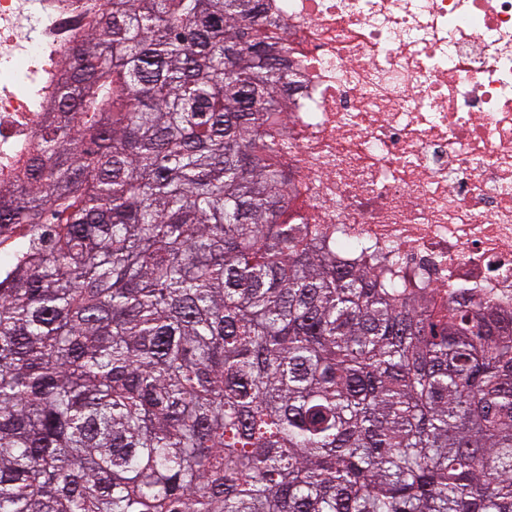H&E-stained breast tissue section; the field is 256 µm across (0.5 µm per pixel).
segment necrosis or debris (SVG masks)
<instances>
[{
    "mask_svg": "<svg viewBox=\"0 0 512 512\" xmlns=\"http://www.w3.org/2000/svg\"><path fill=\"white\" fill-rule=\"evenodd\" d=\"M288 46L277 158L344 265L512 314V0H269ZM105 0H0V183Z\"/></svg>",
    "mask_w": 512,
    "mask_h": 512,
    "instance_id": "4bbe7bcc",
    "label": "necrosis or debris"
}]
</instances>
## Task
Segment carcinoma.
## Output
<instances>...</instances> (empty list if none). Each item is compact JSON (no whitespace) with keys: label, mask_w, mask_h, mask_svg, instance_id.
Returning <instances> with one entry per match:
<instances>
[{"label":"carcinoma","mask_w":512,"mask_h":512,"mask_svg":"<svg viewBox=\"0 0 512 512\" xmlns=\"http://www.w3.org/2000/svg\"><path fill=\"white\" fill-rule=\"evenodd\" d=\"M264 0H111L0 184V512H512V317L288 223Z\"/></svg>","instance_id":"cac0c4a2"}]
</instances>
